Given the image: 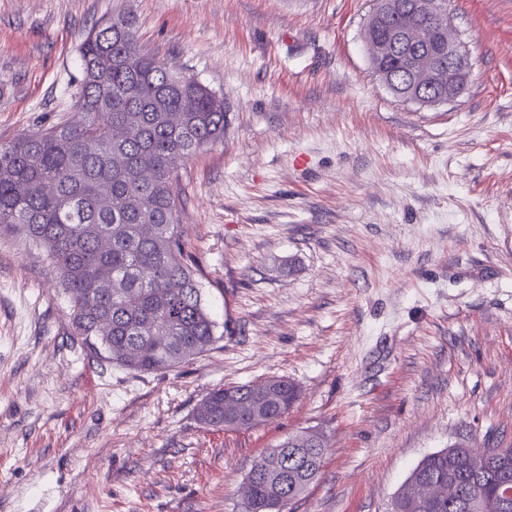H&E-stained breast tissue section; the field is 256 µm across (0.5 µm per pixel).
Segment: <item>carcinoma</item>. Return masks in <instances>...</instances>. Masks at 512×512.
Returning a JSON list of instances; mask_svg holds the SVG:
<instances>
[{
	"label": "carcinoma",
	"instance_id": "obj_1",
	"mask_svg": "<svg viewBox=\"0 0 512 512\" xmlns=\"http://www.w3.org/2000/svg\"><path fill=\"white\" fill-rule=\"evenodd\" d=\"M134 20L117 14L80 43L79 118L0 143V229L44 248L71 302V326L97 358L137 373H166L210 351L218 323L179 230L178 162L224 141V95L169 72L139 48ZM298 398L289 380L222 386L198 404L204 427L234 430L228 401H259L264 424ZM288 503L321 474L326 448L292 435ZM451 479L428 512L499 507L502 474L471 450L426 456L410 476ZM270 499L259 474L248 512Z\"/></svg>",
	"mask_w": 512,
	"mask_h": 512
}]
</instances>
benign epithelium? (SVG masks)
Segmentation results:
<instances>
[{
  "label": "benign epithelium",
  "instance_id": "7a95c632",
  "mask_svg": "<svg viewBox=\"0 0 512 512\" xmlns=\"http://www.w3.org/2000/svg\"><path fill=\"white\" fill-rule=\"evenodd\" d=\"M396 0H374V7L367 18V26L373 25L391 9ZM416 46L409 59L412 75L406 90V100L424 105L453 100L462 94L470 73L468 55L464 45L453 33L452 19L447 8L439 0H415L406 13L403 24L387 39H368L369 60H379L396 53L404 46ZM440 94H432L433 90ZM286 448L263 455L262 466L274 489L277 507L285 509L288 503V487L281 486L286 474ZM445 485L441 482H410L401 491L402 497L412 504H427L443 497Z\"/></svg>",
  "mask_w": 512,
  "mask_h": 512
}]
</instances>
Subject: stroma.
<instances>
[{
    "label": "stroma",
    "mask_w": 512,
    "mask_h": 512,
    "mask_svg": "<svg viewBox=\"0 0 512 512\" xmlns=\"http://www.w3.org/2000/svg\"><path fill=\"white\" fill-rule=\"evenodd\" d=\"M373 0H0V142L74 119L83 33L223 93L179 220L223 337L163 374L97 361L43 249L0 232V512H245L253 460L329 448L292 512H389L445 448H512V0H448L465 91L373 73ZM286 378L277 421L224 431L214 388Z\"/></svg>",
    "instance_id": "1"
}]
</instances>
